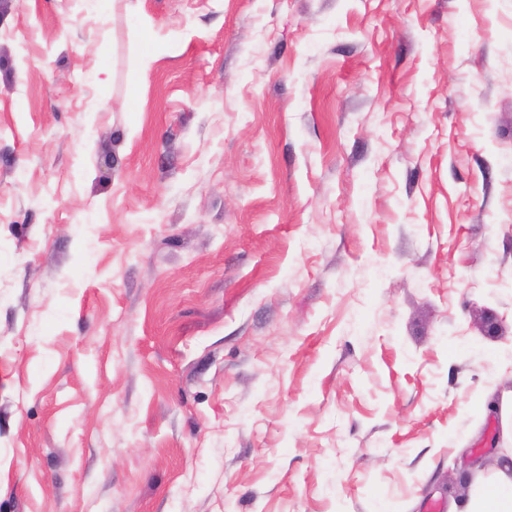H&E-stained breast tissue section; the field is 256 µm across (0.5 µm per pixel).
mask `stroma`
Wrapping results in <instances>:
<instances>
[{
	"mask_svg": "<svg viewBox=\"0 0 512 512\" xmlns=\"http://www.w3.org/2000/svg\"><path fill=\"white\" fill-rule=\"evenodd\" d=\"M509 397L512 0H0V512H447Z\"/></svg>",
	"mask_w": 512,
	"mask_h": 512,
	"instance_id": "35a3bbf8",
	"label": "stroma"
}]
</instances>
